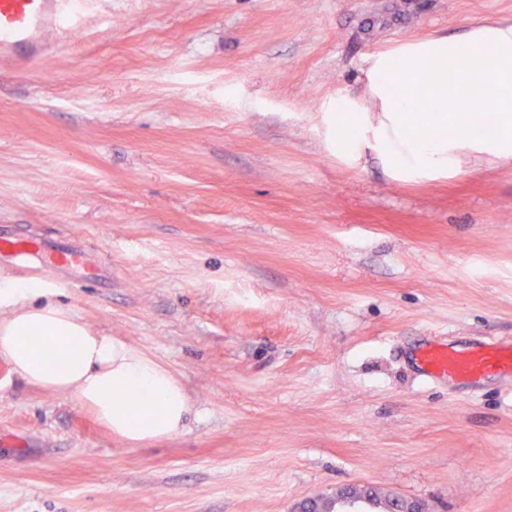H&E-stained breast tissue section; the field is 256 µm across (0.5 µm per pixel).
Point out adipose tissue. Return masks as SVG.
Instances as JSON below:
<instances>
[{"mask_svg": "<svg viewBox=\"0 0 512 512\" xmlns=\"http://www.w3.org/2000/svg\"><path fill=\"white\" fill-rule=\"evenodd\" d=\"M364 97L337 94L331 114L337 152L376 153L395 175L452 173L462 154L512 158V22L480 20L459 35L404 41L372 55ZM436 110L414 124L416 91ZM495 98L498 133L465 121L475 99ZM42 337L39 345L31 337ZM0 358L26 383L90 409L131 446L181 431L191 399L176 375L120 338L93 331L38 281L0 277Z\"/></svg>", "mask_w": 512, "mask_h": 512, "instance_id": "1", "label": "adipose tissue"}]
</instances>
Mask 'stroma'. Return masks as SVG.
<instances>
[{
	"instance_id": "1",
	"label": "stroma",
	"mask_w": 512,
	"mask_h": 512,
	"mask_svg": "<svg viewBox=\"0 0 512 512\" xmlns=\"http://www.w3.org/2000/svg\"><path fill=\"white\" fill-rule=\"evenodd\" d=\"M512 0H101L0 71V225L79 237L59 299L168 367L184 429L129 446L0 359V512H291L347 485L512 512V380H424L430 340H512V160L394 178L323 101L368 58Z\"/></svg>"
}]
</instances>
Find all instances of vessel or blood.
Segmentation results:
<instances>
[{
    "instance_id": "obj_1",
    "label": "vessel or blood",
    "mask_w": 512,
    "mask_h": 512,
    "mask_svg": "<svg viewBox=\"0 0 512 512\" xmlns=\"http://www.w3.org/2000/svg\"><path fill=\"white\" fill-rule=\"evenodd\" d=\"M89 10L87 0H0V64H31L46 53L50 32H80ZM32 254L35 270L58 271V284L66 288L96 285L108 287L112 273L105 265L92 264L81 244L64 240H29L0 225V266L19 254ZM425 377L442 376L472 385L490 375L512 378V343L482 341L470 349H457L435 341L420 353Z\"/></svg>"
}]
</instances>
